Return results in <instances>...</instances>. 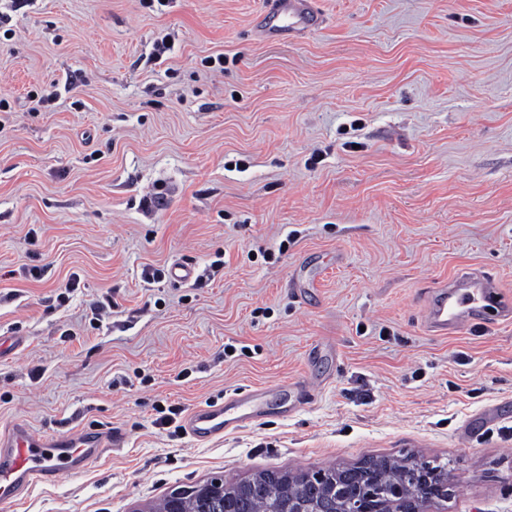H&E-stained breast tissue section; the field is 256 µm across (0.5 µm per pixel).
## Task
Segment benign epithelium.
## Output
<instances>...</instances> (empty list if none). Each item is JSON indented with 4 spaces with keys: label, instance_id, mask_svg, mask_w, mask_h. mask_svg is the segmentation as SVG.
<instances>
[{
    "label": "benign epithelium",
    "instance_id": "7a95c632",
    "mask_svg": "<svg viewBox=\"0 0 512 512\" xmlns=\"http://www.w3.org/2000/svg\"><path fill=\"white\" fill-rule=\"evenodd\" d=\"M406 465V472L413 475L407 495L396 494L379 503L373 487L371 460L358 463L357 471L348 477L346 484L332 489L336 493V512H428L430 505L453 496L452 479H437L434 461L409 454Z\"/></svg>",
    "mask_w": 512,
    "mask_h": 512
}]
</instances>
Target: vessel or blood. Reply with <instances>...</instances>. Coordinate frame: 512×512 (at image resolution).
Masks as SVG:
<instances>
[{"label": "vessel or blood", "instance_id": "1", "mask_svg": "<svg viewBox=\"0 0 512 512\" xmlns=\"http://www.w3.org/2000/svg\"><path fill=\"white\" fill-rule=\"evenodd\" d=\"M321 24L313 0H272L260 20V32L273 40L283 31L305 34ZM483 318L512 322V303L501 297L494 275L473 268L433 288L425 318L429 332L444 336ZM266 394L261 387L243 389L226 399L196 405L185 417V431L204 441L245 428L263 418ZM119 444L108 429L44 434L25 421H14L0 429V507L13 505L34 482L51 483L81 472Z\"/></svg>", "mask_w": 512, "mask_h": 512}]
</instances>
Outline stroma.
<instances>
[{
  "label": "stroma",
  "instance_id": "35a3bbf8",
  "mask_svg": "<svg viewBox=\"0 0 512 512\" xmlns=\"http://www.w3.org/2000/svg\"><path fill=\"white\" fill-rule=\"evenodd\" d=\"M269 2L0 0V427L122 438L7 512L409 453L452 462L433 512H512V323L423 326L472 265L512 301V0H318L291 41ZM265 386L224 437L155 423ZM279 19L288 20V34L309 33L322 25V16L311 0H276L264 12L260 23L261 34L273 40L279 37L284 27L276 24Z\"/></svg>",
  "mask_w": 512,
  "mask_h": 512
}]
</instances>
